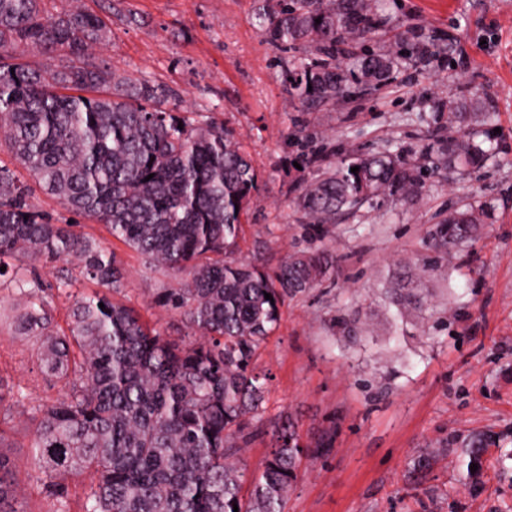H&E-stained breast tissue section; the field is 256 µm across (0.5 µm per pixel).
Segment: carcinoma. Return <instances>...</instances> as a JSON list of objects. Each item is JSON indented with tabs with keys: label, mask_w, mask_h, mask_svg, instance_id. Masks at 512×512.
Masks as SVG:
<instances>
[{
	"label": "carcinoma",
	"mask_w": 512,
	"mask_h": 512,
	"mask_svg": "<svg viewBox=\"0 0 512 512\" xmlns=\"http://www.w3.org/2000/svg\"><path fill=\"white\" fill-rule=\"evenodd\" d=\"M40 2L0 0V135L46 194L172 276L156 305L180 313L195 339L171 340L115 301L126 275L115 251L76 222H54L0 164V286L13 334L33 341L41 372L61 391L33 405L27 388L0 377V411L27 412L29 447L48 486L93 476L82 512H284L300 458L333 447L334 433L305 444L292 423L277 426L243 499L238 439L261 418L266 392L252 364L280 325L284 298L335 277L336 254L295 252L271 272L237 258L258 174L233 133L212 116L167 109L165 88L90 62L89 49L108 37L104 22L81 10L49 16ZM256 20L291 53L284 82L304 112L340 107L393 83L400 61L425 66L456 47L451 36L440 44L397 32L387 45L358 50L391 24L380 0H263ZM22 46L65 63L21 62ZM429 111L448 113V135L426 147L432 171L471 174L495 154L477 140L492 119L480 97L464 93ZM424 187L421 166L399 153L353 151L303 185L296 206L312 224H336L364 209L413 206ZM490 211L448 209L429 231L431 250L473 240ZM42 259L76 262L98 290L74 296L64 275L45 283L32 271ZM61 295L72 299L65 329L52 315ZM12 431L1 416L0 512H30L7 452Z\"/></svg>",
	"instance_id": "obj_1"
}]
</instances>
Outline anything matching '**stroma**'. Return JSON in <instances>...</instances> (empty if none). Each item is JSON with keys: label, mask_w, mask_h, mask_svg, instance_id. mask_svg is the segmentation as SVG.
Masks as SVG:
<instances>
[{"label": "stroma", "mask_w": 512, "mask_h": 512, "mask_svg": "<svg viewBox=\"0 0 512 512\" xmlns=\"http://www.w3.org/2000/svg\"><path fill=\"white\" fill-rule=\"evenodd\" d=\"M404 26L452 35V57L402 64L396 83L336 111L301 112L282 73L288 60L254 23L259 0H45L50 13L79 9L111 32L94 45L96 63L170 92L167 108L211 112L233 130L259 175L243 216L239 258L273 269L287 254L328 248L335 280L286 298L279 328L253 365L268 375L264 413L252 422L243 459L264 463L272 425L291 417L303 440L334 430L332 448L302 457L285 512H512V0H382ZM463 92L493 113L483 138L498 148L476 175L442 171L422 201L337 224L306 223L299 188L345 152L400 148L426 164L429 131L447 115H420L431 101ZM491 202L476 242L434 253L427 231L449 206ZM127 274L116 298L176 341L182 317L154 303L170 276L122 243ZM430 277L424 307L392 304L394 273ZM0 375L33 397L58 389L42 375L30 341L0 334ZM12 454L31 512L59 503L34 467L27 417L13 411ZM485 441L471 473L467 444ZM430 459L422 474L419 456Z\"/></svg>", "instance_id": "1"}]
</instances>
